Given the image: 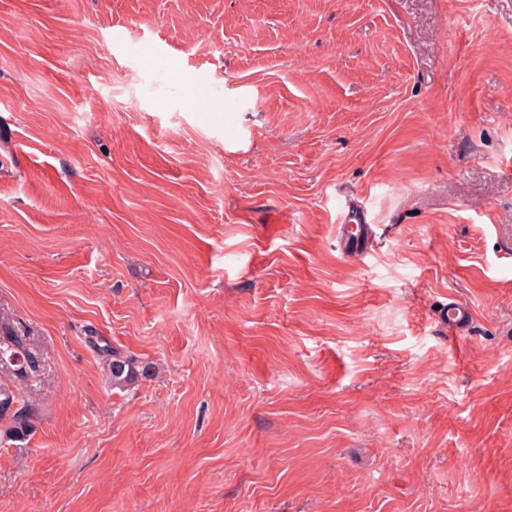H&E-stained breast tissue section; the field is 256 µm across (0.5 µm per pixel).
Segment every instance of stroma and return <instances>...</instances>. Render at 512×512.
Masks as SVG:
<instances>
[{"label": "stroma", "mask_w": 512, "mask_h": 512, "mask_svg": "<svg viewBox=\"0 0 512 512\" xmlns=\"http://www.w3.org/2000/svg\"><path fill=\"white\" fill-rule=\"evenodd\" d=\"M1 320L0 512H512V0H0ZM359 214L351 212L349 208L343 224H339L337 229L342 254L352 262L361 260L365 256L371 241L370 226L363 224L367 222V214L364 211H359ZM441 322L456 334L468 331L473 322V309L469 303L453 300L440 309ZM0 364L14 367V374L20 382L27 380V369L31 372L35 369V362L24 346L21 336L3 323L0 324ZM99 350L107 357L108 379L112 388L123 390L136 384L139 377L147 374L148 367L139 365L135 358L122 356L107 346H102Z\"/></svg>", "instance_id": "1"}]
</instances>
